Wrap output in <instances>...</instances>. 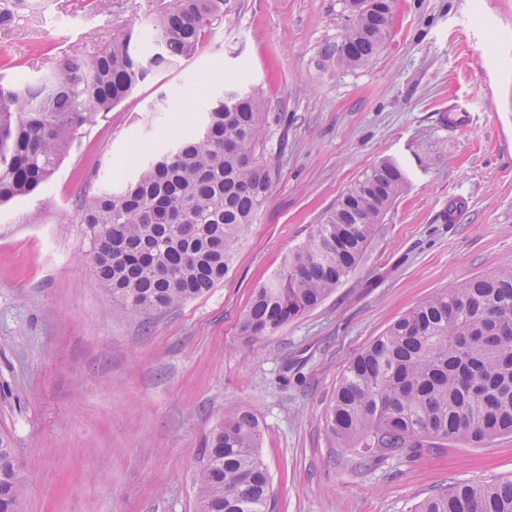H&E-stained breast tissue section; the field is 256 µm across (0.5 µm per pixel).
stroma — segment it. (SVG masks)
Here are the masks:
<instances>
[{
  "instance_id": "obj_1",
  "label": "stroma",
  "mask_w": 512,
  "mask_h": 512,
  "mask_svg": "<svg viewBox=\"0 0 512 512\" xmlns=\"http://www.w3.org/2000/svg\"><path fill=\"white\" fill-rule=\"evenodd\" d=\"M0 32L89 57L171 0H37ZM345 0H225L202 49L106 117L32 196L0 205V431L30 477L23 512H196L203 444L220 413L253 412L272 512H413L459 482L512 477V436L394 458L332 447L325 410L354 353L435 292L512 266V0H395L364 68L318 59ZM247 73L278 118V177L224 281L151 318L98 285L75 203L91 172H132L150 125L195 130L212 73ZM166 113L153 111L158 99ZM409 182L356 270L269 336H242L252 293L368 167Z\"/></svg>"
}]
</instances>
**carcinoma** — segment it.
<instances>
[{
  "label": "carcinoma",
  "mask_w": 512,
  "mask_h": 512,
  "mask_svg": "<svg viewBox=\"0 0 512 512\" xmlns=\"http://www.w3.org/2000/svg\"><path fill=\"white\" fill-rule=\"evenodd\" d=\"M24 2L0 0L1 31L15 26ZM388 12V4H375L342 26L322 48L320 65L368 66L389 36ZM223 19L224 0H174L149 19V55L129 29L89 60L66 53L35 81L1 80L0 203L32 195L81 142L85 126L193 57ZM211 82L222 91L199 128L175 141L158 130L131 179L116 188L88 183L76 203L94 278L132 316L180 307L223 282L272 189L263 93L244 77ZM407 183L392 159L364 170L256 289L241 333L269 336L319 306L359 264ZM325 431L338 448L380 458L512 434V267L429 296L354 355L326 409ZM260 436L251 412L221 414L204 444L197 512H269ZM28 486L11 438L0 433V512H22ZM414 512H512V480L458 483Z\"/></svg>",
  "instance_id": "cac0c4a2"
}]
</instances>
